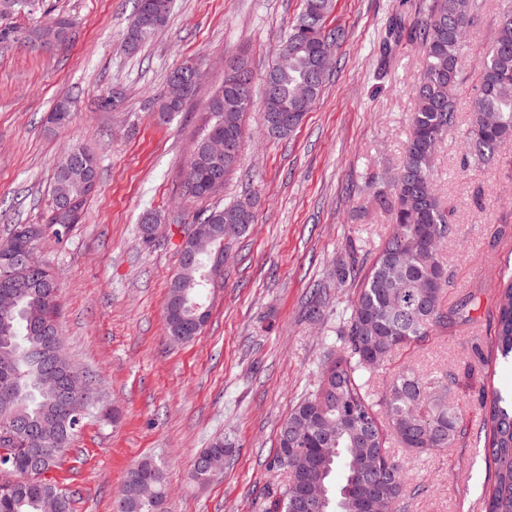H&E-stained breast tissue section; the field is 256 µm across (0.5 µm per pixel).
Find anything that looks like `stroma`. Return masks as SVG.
<instances>
[{
  "instance_id": "obj_1",
  "label": "stroma",
  "mask_w": 512,
  "mask_h": 512,
  "mask_svg": "<svg viewBox=\"0 0 512 512\" xmlns=\"http://www.w3.org/2000/svg\"><path fill=\"white\" fill-rule=\"evenodd\" d=\"M424 0H335L328 24L345 38L326 86L297 131L263 135V80L279 57L302 0H172L165 27L136 54L124 50L135 0H36L31 13L0 19L21 31L64 14L74 39L59 47L0 43V239L13 225L43 223L54 170L79 143L99 161L84 218L69 239L41 242L37 257L61 289L64 348L95 379L104 413H91L50 478L73 491L72 512H113L127 471L145 458L162 468L164 512H266L287 481L274 464L283 419L309 391L329 344L336 310L359 281L330 288L319 319L305 315L315 284L355 254L369 267L392 230L370 203L389 189L411 135L419 44L401 42L380 70L378 39L395 4L413 21ZM512 0H483L467 33L458 124L438 147L437 189L455 209L457 234L441 249L451 286L447 305L471 300L470 322L434 332L396 353L447 380L466 435L447 452L419 455L389 441L407 487L397 512H482L492 472L478 446L483 400L512 391V364L494 347L497 288L512 274V141L494 164H467L462 133L480 81L484 50ZM244 53L254 77L239 163L214 199L196 209L256 197L255 222L233 246L209 319L178 344L165 320L178 240L144 244L143 213L186 228L182 171L230 58ZM198 63L201 79L171 121L153 110L168 73ZM71 96L68 127L47 122ZM229 451L210 483L191 477L215 437Z\"/></svg>"
}]
</instances>
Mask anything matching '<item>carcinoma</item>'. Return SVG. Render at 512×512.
I'll return each mask as SVG.
<instances>
[{
	"instance_id": "carcinoma-1",
	"label": "carcinoma",
	"mask_w": 512,
	"mask_h": 512,
	"mask_svg": "<svg viewBox=\"0 0 512 512\" xmlns=\"http://www.w3.org/2000/svg\"><path fill=\"white\" fill-rule=\"evenodd\" d=\"M32 0H0V17L19 14ZM171 0H136L129 18L124 46L129 53L141 47L165 25ZM333 0H303L302 11L290 26L278 61L270 69L275 89L264 99L263 128L274 137L291 135L302 123L306 110L294 111L295 89L306 77L314 59L332 58L344 32L327 25ZM479 9L477 0H429L416 20L405 25L392 19L382 40L381 56L388 58L403 40L421 45L423 67L416 87V106L411 114L412 134L394 178V193L377 191L374 202L388 210L393 228L375 257L354 301L344 309L336 326L339 345L328 350L311 392L284 420L274 459L287 472V482L271 503L269 512H308V495L322 490L318 512H371L376 501L394 510L405 496L398 462L386 448L388 436L401 447L418 454L447 451L464 434L459 408L448 399V384L432 385L412 369L403 367L386 380L381 391L370 387L371 375L387 369L400 349L428 338L439 328L469 322L463 309L444 308L448 273L440 258V246L456 233L453 212L439 196L433 174L440 142L457 125L460 58L463 39ZM48 26L59 43L72 35V22L57 17ZM186 85L183 99L161 95L156 111L173 117L184 108L195 87L183 67L175 68L168 83ZM252 98L239 96L229 75L210 100L204 125L194 142L187 164L197 167L192 189L184 203L209 198L217 191L210 172L221 165L233 171L239 152L215 162L202 153L204 140L231 130L243 137V119ZM71 100L58 101L49 123L63 127L70 121ZM512 140V12L500 16L497 33L482 61L478 93L463 136L465 154L491 165L501 144ZM98 158L82 146H74L55 168L53 200L64 201L83 214L90 196L88 181L98 174ZM253 204L236 201L213 206L193 216L192 225L209 224L213 241H224V225L245 234L254 223ZM76 222L62 217L40 225L39 241L68 239ZM13 250L28 261L38 241L16 235ZM214 264L211 255L199 253L194 263L179 261L169 285L165 318L170 336L191 341L202 331L194 321L207 307L210 288L202 273ZM496 349L512 356V279L498 291ZM60 295L33 287L19 293L13 312L0 314V381L9 378V392L0 388V428L22 424L34 430L16 444L0 443V457L16 463L24 484L0 486V512H71L72 494L47 477L64 460L79 427L67 426L65 407L57 398L56 377L69 359L49 360L43 355L44 328L57 322ZM485 409L483 453L493 467L494 479L485 494L483 512H512V400L496 392ZM224 455V439H216L195 461L192 476L210 480L198 470L201 463ZM343 468V482L334 473ZM166 497L161 467L145 459L129 469L123 483L118 512H162Z\"/></svg>"
}]
</instances>
